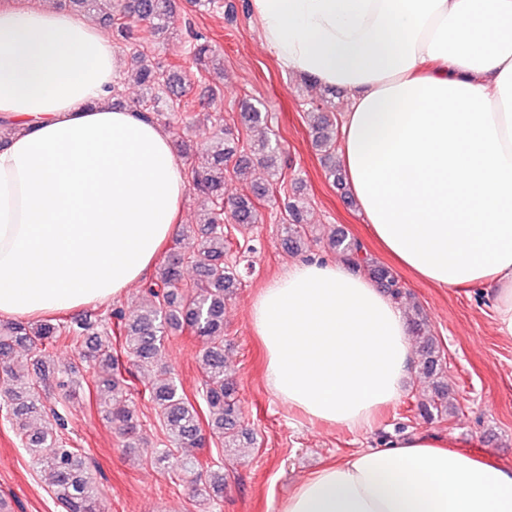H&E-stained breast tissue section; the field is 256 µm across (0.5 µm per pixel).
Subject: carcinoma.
Segmentation results:
<instances>
[{"instance_id":"carcinoma-1","label":"carcinoma","mask_w":512,"mask_h":512,"mask_svg":"<svg viewBox=\"0 0 512 512\" xmlns=\"http://www.w3.org/2000/svg\"><path fill=\"white\" fill-rule=\"evenodd\" d=\"M67 4L82 15L96 13L121 35L128 36L133 24L144 22L152 31L164 30L172 15L174 0H52ZM192 67L208 72L220 63L217 50L207 38L192 37L187 48ZM137 83L142 95L132 108L148 120H181L179 112L187 89L175 72L153 62L147 52L135 50ZM314 143L324 153L331 172H336L335 116L318 106L309 113ZM212 135L205 149V166L191 167L189 176L196 194L206 205L202 225L187 224L183 236L197 241L184 251L170 254L159 266L155 278L144 291L139 312L129 317L119 309L100 314H86L70 321L45 319L37 323L7 322L0 325V410L10 424L20 447L48 473L49 486L62 512H105L99 486L91 473L86 453L65 437L62 412L69 408L81 385L83 371L93 370L100 396L102 420L112 425L123 438L126 448H140L159 466L175 463L169 471L177 476H190L196 495L205 512H215L224 496V465L204 462L193 454L202 447L203 434L197 404L208 413L207 427L217 438L226 455L240 447L248 433L240 428V406L236 383L225 373L224 309L235 297L240 285L236 267L228 265L224 256L230 251L224 232V209H229L232 223L257 224L260 215L247 194L226 196L228 182L250 183L252 193L262 195L267 186L280 180L276 145L264 134L241 147L226 138L224 117L206 113ZM268 171L266 182L248 180L254 166ZM293 223L282 227L284 249L297 254L309 242L310 229L303 223L305 202H285ZM328 250L363 271L394 299L403 297L393 273L363 253L362 245L345 235L331 233L326 239ZM191 267L197 278L183 280L182 270ZM412 332L424 355L422 373L437 376L438 360L434 337L419 311L411 317ZM189 331L203 342L200 355L204 379L198 401L191 400L171 376L159 365L165 341L174 331ZM69 348L77 354V362L60 368L48 360V351ZM154 369L153 378L145 385L141 397L149 402L166 435L167 443L158 448L140 433L139 412L131 393L132 377ZM59 391L58 408L47 409V391ZM426 412L449 413L445 388L437 386ZM52 413L56 427H38Z\"/></svg>"}]
</instances>
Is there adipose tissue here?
<instances>
[{"label": "adipose tissue", "instance_id": "obj_1", "mask_svg": "<svg viewBox=\"0 0 512 512\" xmlns=\"http://www.w3.org/2000/svg\"><path fill=\"white\" fill-rule=\"evenodd\" d=\"M288 69L347 89L339 153L366 224L401 266L488 293L512 339V0H250ZM111 39L0 0V320L116 300L180 229L184 163L111 103ZM265 379L313 423L371 427L412 358L399 306L346 265L302 261L251 301ZM278 512H512V468L413 433L328 463Z\"/></svg>", "mask_w": 512, "mask_h": 512}]
</instances>
